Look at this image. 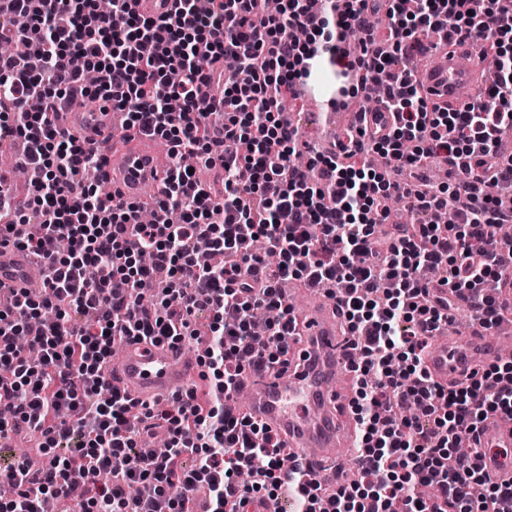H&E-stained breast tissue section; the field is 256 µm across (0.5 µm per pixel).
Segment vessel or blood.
<instances>
[{"instance_id": "obj_1", "label": "vessel or blood", "mask_w": 512, "mask_h": 512, "mask_svg": "<svg viewBox=\"0 0 512 512\" xmlns=\"http://www.w3.org/2000/svg\"><path fill=\"white\" fill-rule=\"evenodd\" d=\"M445 64L421 73L429 99L460 107L479 96L480 73L488 62L463 41L447 47ZM60 126L70 134L101 141L112 132L107 112L66 113ZM168 162L158 151L146 152L128 144L112 171V192L135 201L146 189L160 190ZM30 258L17 249L0 248V285L38 293L39 280L28 274ZM308 312L299 319V333L288 340L289 354L301 367L280 377L258 368L247 369L240 382L248 392L244 413L276 431L287 447L307 450V464L322 485L338 486L353 466L349 448L357 444L355 417L350 410L349 391L337 386L339 371L351 367V344L341 332L336 303L323 289L309 291ZM184 346L140 341L112 356L105 370L114 387L136 400L154 403L187 399L199 381L197 367L184 356ZM485 362L512 359V321L489 327L475 326L468 338H460L456 328L431 347L425 366L438 381L463 378L474 367L473 355ZM488 452L480 460L490 482L512 481V463H506L500 449L512 447V426L497 427L495 435L484 437Z\"/></svg>"}]
</instances>
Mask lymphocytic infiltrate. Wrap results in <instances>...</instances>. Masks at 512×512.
Returning a JSON list of instances; mask_svg holds the SVG:
<instances>
[{
    "label": "lymphocytic infiltrate",
    "mask_w": 512,
    "mask_h": 512,
    "mask_svg": "<svg viewBox=\"0 0 512 512\" xmlns=\"http://www.w3.org/2000/svg\"><path fill=\"white\" fill-rule=\"evenodd\" d=\"M135 0H0V143L22 140L27 203L18 207L0 176V247L36 256L42 291L12 292L0 306V440L25 428L40 436V468L15 460L0 472V512H241L248 496L289 494L296 512H512V482H487L478 466L482 425L512 418V361L496 362L448 386L424 354L460 300H477L491 325L512 317V264L486 248L512 221V161L487 165L512 130V0H174L152 19ZM390 21L358 56L349 41L368 16ZM479 42L498 62L487 89L495 110L432 104L394 57L418 50L432 32ZM349 86L330 105L377 87L373 113L382 137L356 129L348 145L311 158L317 178L294 162L299 126L280 118L282 101L306 84L314 62ZM214 88L221 132L198 105ZM123 108L128 124L161 134L175 159L156 201L154 223L140 206L81 180L101 166L94 143L63 132L67 98ZM381 154L386 172L363 164ZM194 153L222 169L212 193L179 157ZM439 162L447 193L402 188L391 170ZM398 198L448 222L391 224L381 209ZM264 239L275 262L251 250ZM223 253L215 267L196 251ZM441 269L448 295H431L425 274ZM336 287L355 353L352 409L359 426L358 480L324 493L280 437L225 402L246 366L275 367L296 319L283 283ZM278 315L264 343L251 332L256 310ZM203 339L202 394L161 416L112 388L103 366L116 343ZM162 422L164 455L141 457L139 437ZM193 464H186V456ZM204 510L196 508L197 492Z\"/></svg>",
    "instance_id": "obj_1"
}]
</instances>
